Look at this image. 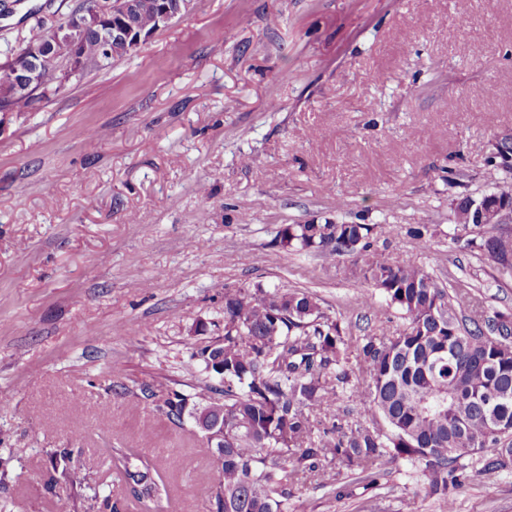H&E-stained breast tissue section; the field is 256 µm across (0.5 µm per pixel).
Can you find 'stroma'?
I'll list each match as a JSON object with an SVG mask.
<instances>
[{
  "label": "stroma",
  "mask_w": 512,
  "mask_h": 512,
  "mask_svg": "<svg viewBox=\"0 0 512 512\" xmlns=\"http://www.w3.org/2000/svg\"><path fill=\"white\" fill-rule=\"evenodd\" d=\"M79 0H0V58ZM96 129L84 140L83 128ZM512 139V0H193L140 51L90 68L0 133V512H212L218 478L192 421L141 393L209 380L224 292L305 290L359 337L400 313L354 256L278 248L291 224H367L389 262L420 264L466 316L512 314V276L481 249L512 223L457 230ZM460 182L449 185V171ZM428 225L427 245L410 233ZM72 449L85 481L56 479ZM181 454L170 495L129 499L119 453ZM455 512H512V468L465 459ZM289 512H446L421 472L386 464L352 495L309 476ZM70 455L71 450L67 448L56 450L51 455L53 468L65 482L82 484L84 477L70 465Z\"/></svg>",
  "instance_id": "obj_1"
}]
</instances>
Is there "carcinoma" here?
Masks as SVG:
<instances>
[{"instance_id":"cac0c4a2","label":"carcinoma","mask_w":512,"mask_h":512,"mask_svg":"<svg viewBox=\"0 0 512 512\" xmlns=\"http://www.w3.org/2000/svg\"><path fill=\"white\" fill-rule=\"evenodd\" d=\"M131 20L152 35L160 29L157 0H133ZM50 46L51 55L33 89L12 81L14 66L32 48ZM78 46L94 66L135 53L114 41L102 50V32L88 27L70 36L34 25L10 59L0 64V110L20 112L63 91L79 75L64 70ZM462 197L455 211L463 230L476 227ZM367 224H293L279 244L334 260L354 255L364 278L379 290L405 323L393 332L361 337L355 367L348 369L352 336L327 315L316 297L301 290L237 288L224 291V340L200 356L220 387L204 385L185 395L169 385H148L146 398L161 415L179 421L193 401L190 417L213 452L224 453L218 480L210 487L215 512H288L290 488L307 472L327 475L339 462L355 482L374 484L389 462L403 459L425 477L430 493L454 512V472L460 461L480 454L481 472L512 465V450L501 451L512 435V315L465 318L436 278L422 265H396L369 241ZM480 247L502 267L512 268V250L492 237ZM347 396L366 422H348L340 406ZM332 421L322 426V419ZM384 424L379 428L378 424ZM71 450L51 455L59 477L80 484L70 465ZM124 463L139 485L141 500L166 490L160 470L174 473L181 460L159 467L138 455Z\"/></svg>"}]
</instances>
